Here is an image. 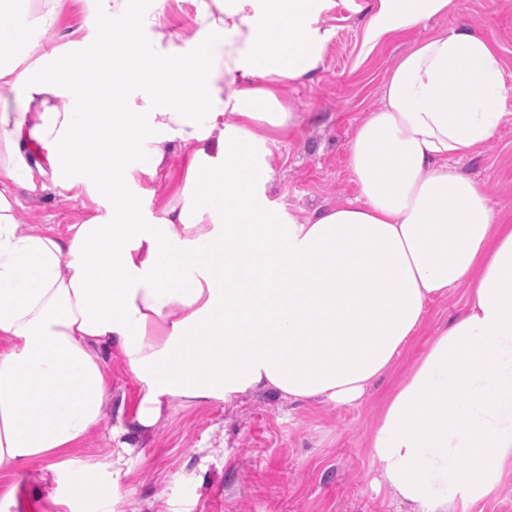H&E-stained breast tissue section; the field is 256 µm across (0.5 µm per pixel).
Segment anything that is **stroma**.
<instances>
[{"label": "stroma", "instance_id": "stroma-1", "mask_svg": "<svg viewBox=\"0 0 512 512\" xmlns=\"http://www.w3.org/2000/svg\"><path fill=\"white\" fill-rule=\"evenodd\" d=\"M459 11L397 33L361 56L363 26L352 6L339 7L336 36L324 67L312 82L289 87L285 100L296 119L269 144L266 195L303 220L315 208L336 205L359 191L348 150L357 128L379 104L397 58L434 30L465 26L497 50L512 83V0H461ZM87 0H64L59 29L34 32L46 49L63 39L92 37ZM464 171L483 185L505 223L512 224V123H504L480 154L463 161ZM103 192L51 189L24 201L16 212L20 232L38 228L66 232L107 206ZM466 286L452 288L429 307L420 336L352 405L288 401L269 391L231 402L186 404L170 400L147 432L130 421L141 400L138 383L118 351L105 353L111 395L100 426L65 453L86 483V497L67 472H53L52 459L32 461L0 480V494L16 487L18 506L38 501L51 512L50 498L67 497L73 512H404L382 483L368 446L379 410L422 355L428 340L461 313Z\"/></svg>", "mask_w": 512, "mask_h": 512}]
</instances>
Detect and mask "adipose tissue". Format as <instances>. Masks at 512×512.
I'll return each mask as SVG.
<instances>
[{"label": "adipose tissue", "mask_w": 512, "mask_h": 512, "mask_svg": "<svg viewBox=\"0 0 512 512\" xmlns=\"http://www.w3.org/2000/svg\"><path fill=\"white\" fill-rule=\"evenodd\" d=\"M345 0H194L192 36L140 17L147 60L106 70L82 41L88 82L61 79L53 53L0 11V474L57 457L100 426L110 394L101 349L119 351L153 427L171 399L226 402L269 390L347 404L418 336L431 303L464 284L460 315L386 399L369 446L383 482L412 512H477L512 471V224L459 159L512 118L500 57L462 26L415 43L348 152L359 195L279 227L256 244L279 259L269 287L248 258L225 257L239 203L260 206L265 149L293 124L288 87L312 81ZM460 0H361L364 52L458 11ZM94 83L99 99L88 98ZM234 114L226 123L225 114ZM184 152L185 175L160 216L97 214L67 234L18 230L21 197L103 174L115 201L140 198ZM123 168L138 179L114 183ZM224 176V198L201 186ZM246 295L273 339L234 320ZM444 493H437V486Z\"/></svg>", "instance_id": "1"}]
</instances>
